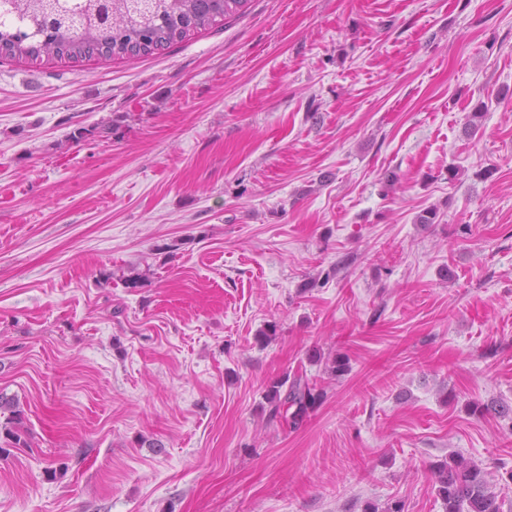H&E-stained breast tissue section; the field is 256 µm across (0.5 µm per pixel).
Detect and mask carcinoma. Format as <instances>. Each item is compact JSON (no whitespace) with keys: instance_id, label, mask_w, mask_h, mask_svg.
<instances>
[{"instance_id":"cac0c4a2","label":"carcinoma","mask_w":512,"mask_h":512,"mask_svg":"<svg viewBox=\"0 0 512 512\" xmlns=\"http://www.w3.org/2000/svg\"><path fill=\"white\" fill-rule=\"evenodd\" d=\"M249 0H70L61 11L46 0H0V59L42 57L41 47L58 46L59 59H125L152 55L240 13ZM325 391L301 374L291 383H272L264 394L268 418L301 424ZM0 449L23 447L24 412L0 393ZM470 412L512 415V406L475 402ZM444 512H501L497 492L479 464L453 455L431 468Z\"/></svg>"}]
</instances>
